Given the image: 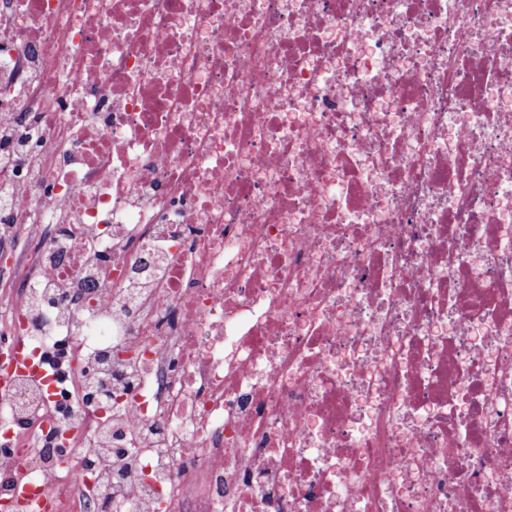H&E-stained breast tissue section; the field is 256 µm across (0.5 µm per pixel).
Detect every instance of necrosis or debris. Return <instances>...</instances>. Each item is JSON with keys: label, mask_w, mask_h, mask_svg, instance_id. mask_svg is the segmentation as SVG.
<instances>
[{"label": "necrosis or debris", "mask_w": 512, "mask_h": 512, "mask_svg": "<svg viewBox=\"0 0 512 512\" xmlns=\"http://www.w3.org/2000/svg\"><path fill=\"white\" fill-rule=\"evenodd\" d=\"M4 187L10 512H512V0H0Z\"/></svg>", "instance_id": "4bbe7bcc"}]
</instances>
